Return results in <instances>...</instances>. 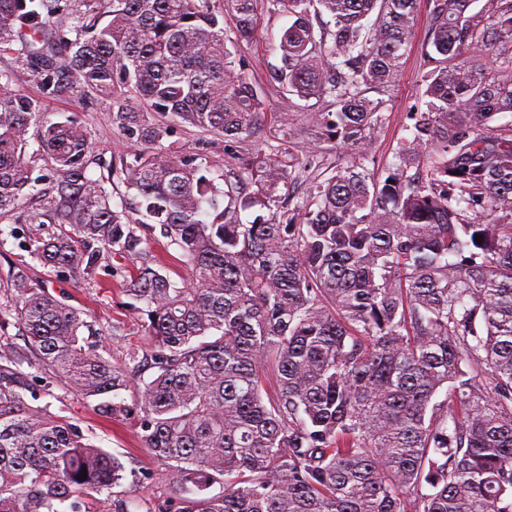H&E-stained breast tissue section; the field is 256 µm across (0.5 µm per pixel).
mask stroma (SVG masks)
I'll use <instances>...</instances> for the list:
<instances>
[{
    "mask_svg": "<svg viewBox=\"0 0 512 512\" xmlns=\"http://www.w3.org/2000/svg\"><path fill=\"white\" fill-rule=\"evenodd\" d=\"M427 13V5H420L415 38L403 61L397 85L387 97L385 123L372 137L367 166L377 173L396 164L397 142L405 134V114L420 103V50L427 32ZM286 22V16L262 13L252 39L238 47L239 55L247 64L250 82L263 88L266 93L271 118L266 120L254 138L234 143L192 128L185 129L174 138L181 152L201 155L214 170L232 172L242 157L271 145L301 159L318 151L317 128L311 115L325 111V102L299 100L284 93L269 80V68L278 61L275 50L277 36ZM62 112L79 115L88 127L93 145L103 162L109 163L130 153V145L112 128L107 104L100 103L92 109H85L80 93L72 89L47 100L44 105L45 119L56 120ZM10 229L8 222L0 223V284L5 281L11 267L29 265L33 278L48 281L55 292L67 296L69 304L86 313L88 321L95 328L105 329L118 322L124 323L123 335L103 339L106 355L112 363H123L128 353L143 350L142 328L135 314L127 307L128 298L123 293L121 277H114L101 286L92 280L82 283L70 281L52 269L31 262L27 252L10 236ZM26 374L28 383L46 387V394L40 398L41 404L47 405L54 414L68 417L96 445L117 455L125 463L126 478L117 489L120 497L143 501L162 493L164 485L158 479L162 467L142 447L137 420L103 418L97 414L92 402L74 396L58 380L52 379L49 373L30 368Z\"/></svg>",
    "mask_w": 512,
    "mask_h": 512,
    "instance_id": "1",
    "label": "stroma"
}]
</instances>
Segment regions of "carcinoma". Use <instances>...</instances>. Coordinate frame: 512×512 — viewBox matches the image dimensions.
<instances>
[{"instance_id":"obj_1","label":"carcinoma","mask_w":512,"mask_h":512,"mask_svg":"<svg viewBox=\"0 0 512 512\" xmlns=\"http://www.w3.org/2000/svg\"><path fill=\"white\" fill-rule=\"evenodd\" d=\"M226 2L228 33L215 0H0V46L41 93L0 70V220L74 282L123 273L154 369L141 378L137 352L113 364L82 312L12 268L0 337L24 345L0 344V512H84L95 495L132 512L110 498L124 463L30 404L25 366L105 418L139 417L168 475L147 512H512V122L496 123L512 0H428L424 107L383 175L364 161L419 0H266L288 16L270 80L327 101L319 143L349 156L295 205L316 159L261 151L221 188L170 142L186 127L236 142L265 117L228 48L253 36L258 0ZM74 83L132 147L106 177L81 120L42 119ZM156 228L180 283L147 247Z\"/></svg>"}]
</instances>
